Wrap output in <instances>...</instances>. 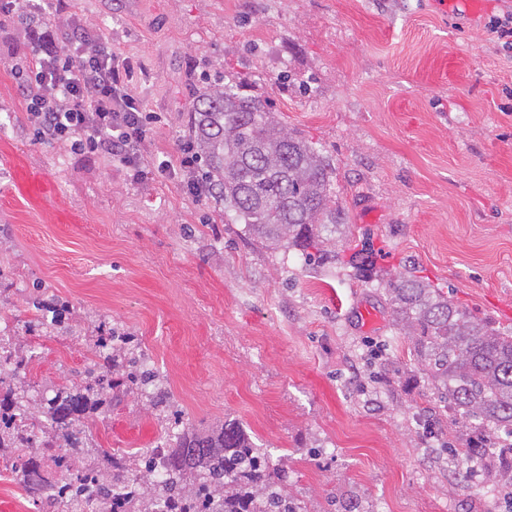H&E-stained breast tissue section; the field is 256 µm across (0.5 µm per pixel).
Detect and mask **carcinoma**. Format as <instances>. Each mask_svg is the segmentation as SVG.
<instances>
[{"instance_id":"cac0c4a2","label":"carcinoma","mask_w":512,"mask_h":512,"mask_svg":"<svg viewBox=\"0 0 512 512\" xmlns=\"http://www.w3.org/2000/svg\"><path fill=\"white\" fill-rule=\"evenodd\" d=\"M233 78L207 85L194 101L191 141L203 162L202 178L225 215L268 248L295 250L319 266L338 260L342 224L336 208V168L311 142L280 122L267 100L243 94ZM351 265L372 279L362 247ZM392 325L410 342L413 357L436 382L445 408L464 421L502 428L512 435V333L476 319L440 288L406 268L382 282ZM80 382L60 388L36 416L19 407L3 385L26 366L0 359V455L15 448L11 469L38 512H90L94 491L112 497L110 512H305L243 426L231 419L204 432L163 433L151 448L135 452V470L112 463V481L88 482L77 465L58 483L33 481L41 462L36 449L61 448L72 429L103 401V392L150 391L154 409L170 406L158 374L139 346L107 351L98 342ZM119 378H112V374ZM500 479L512 486V444L501 446Z\"/></svg>"}]
</instances>
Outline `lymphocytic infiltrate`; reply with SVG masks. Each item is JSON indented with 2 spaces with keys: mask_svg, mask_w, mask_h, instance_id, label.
I'll return each mask as SVG.
<instances>
[{
  "mask_svg": "<svg viewBox=\"0 0 512 512\" xmlns=\"http://www.w3.org/2000/svg\"><path fill=\"white\" fill-rule=\"evenodd\" d=\"M71 39L84 44L81 54L63 57L36 44L25 56L35 75L25 95L41 139L75 135L80 145L124 166L169 174V162L153 166L145 157L147 126L143 102L133 91L134 71L100 35L76 27Z\"/></svg>",
  "mask_w": 512,
  "mask_h": 512,
  "instance_id": "1",
  "label": "lymphocytic infiltrate"
}]
</instances>
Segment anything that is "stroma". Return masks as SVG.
<instances>
[{"mask_svg": "<svg viewBox=\"0 0 512 512\" xmlns=\"http://www.w3.org/2000/svg\"><path fill=\"white\" fill-rule=\"evenodd\" d=\"M512 8L443 16L431 0H69L36 24L0 13V336L37 352L31 410L80 381L119 329L167 382L174 411L130 393L86 419L100 452L144 450L183 422L239 421L308 512H512L489 459L461 481L435 382L389 324L378 283L263 248L184 177H137L71 140L38 141L15 65L63 26L101 33L137 72L145 155L177 163L192 104L231 74L336 168L351 239L378 274L412 265L479 319L512 330V58L484 28ZM287 83H280V75ZM62 308L35 320L34 300Z\"/></svg>", "mask_w": 512, "mask_h": 512, "instance_id": "stroma-1", "label": "stroma"}]
</instances>
